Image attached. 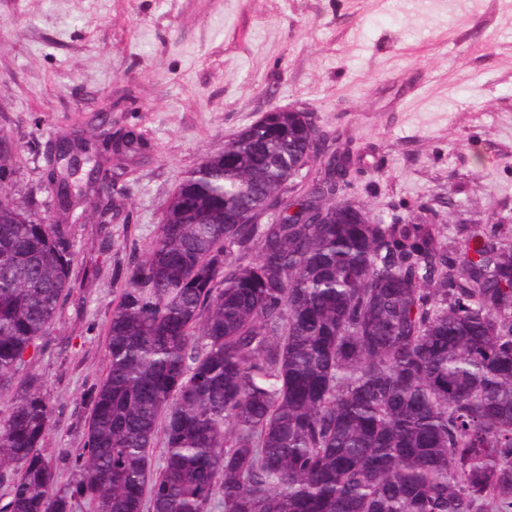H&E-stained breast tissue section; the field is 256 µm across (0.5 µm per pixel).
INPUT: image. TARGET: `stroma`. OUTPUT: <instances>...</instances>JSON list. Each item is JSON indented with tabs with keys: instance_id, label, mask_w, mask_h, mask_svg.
<instances>
[{
	"instance_id": "1",
	"label": "stroma",
	"mask_w": 512,
	"mask_h": 512,
	"mask_svg": "<svg viewBox=\"0 0 512 512\" xmlns=\"http://www.w3.org/2000/svg\"><path fill=\"white\" fill-rule=\"evenodd\" d=\"M307 112L350 156L372 219L438 224L459 251L512 237V0H0V131L12 192L53 214L48 152L105 119L140 134L111 224L80 203L73 290L20 371L55 409L62 480L104 376L119 275L156 236L183 175L272 108Z\"/></svg>"
}]
</instances>
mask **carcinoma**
Instances as JSON below:
<instances>
[{
	"label": "carcinoma",
	"instance_id": "carcinoma-1",
	"mask_svg": "<svg viewBox=\"0 0 512 512\" xmlns=\"http://www.w3.org/2000/svg\"><path fill=\"white\" fill-rule=\"evenodd\" d=\"M304 116L269 113L181 179L124 272L69 482L42 453L53 408L18 373L72 291L84 194L58 166L54 217L17 200L0 135V512H210L217 495L224 512H512V241L451 252L438 224L374 221L336 153L254 223L324 141ZM103 135L66 133L97 164Z\"/></svg>",
	"mask_w": 512,
	"mask_h": 512
}]
</instances>
